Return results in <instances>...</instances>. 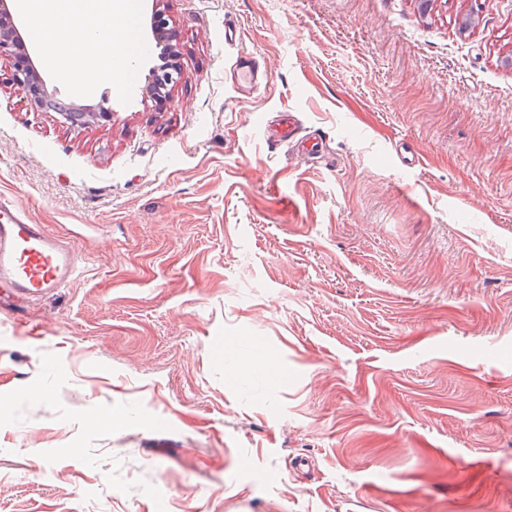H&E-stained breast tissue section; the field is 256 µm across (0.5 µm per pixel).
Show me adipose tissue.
<instances>
[{"label": "adipose tissue", "mask_w": 512, "mask_h": 512, "mask_svg": "<svg viewBox=\"0 0 512 512\" xmlns=\"http://www.w3.org/2000/svg\"><path fill=\"white\" fill-rule=\"evenodd\" d=\"M35 23V41L49 48L60 71L84 87L113 80V58L126 50L134 0H17Z\"/></svg>", "instance_id": "obj_1"}]
</instances>
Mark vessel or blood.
<instances>
[{"label": "vessel or blood", "instance_id": "obj_1", "mask_svg": "<svg viewBox=\"0 0 512 512\" xmlns=\"http://www.w3.org/2000/svg\"><path fill=\"white\" fill-rule=\"evenodd\" d=\"M150 43L133 39L129 53L115 57L114 91L131 95L138 86L133 67L135 57L151 53ZM260 132L271 144L289 143L311 157L316 143L299 138L297 126L281 119L262 118ZM74 251L33 223L26 212L11 201L0 199V303L14 304L45 297L66 286L78 274Z\"/></svg>", "mask_w": 512, "mask_h": 512}]
</instances>
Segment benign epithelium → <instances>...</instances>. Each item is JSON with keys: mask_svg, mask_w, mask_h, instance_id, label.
I'll return each mask as SVG.
<instances>
[{"mask_svg": "<svg viewBox=\"0 0 512 512\" xmlns=\"http://www.w3.org/2000/svg\"><path fill=\"white\" fill-rule=\"evenodd\" d=\"M11 2L13 0H0V55L4 53L12 58V69L8 77L11 85L32 104L42 107L48 104L52 93L14 22L10 9ZM149 25L154 40L162 48L161 58L165 60V65L149 71L142 90L144 97L162 107L168 101V88L181 83L186 76L180 66L171 63V58L176 56V50L171 44L168 15L161 9L154 10ZM56 112L63 124L73 128L112 121V113L102 108L97 111L86 108L76 102L58 106Z\"/></svg>", "mask_w": 512, "mask_h": 512, "instance_id": "7a95c632", "label": "benign epithelium"}]
</instances>
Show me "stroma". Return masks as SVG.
I'll return each mask as SVG.
<instances>
[{"label": "stroma", "mask_w": 512, "mask_h": 512, "mask_svg": "<svg viewBox=\"0 0 512 512\" xmlns=\"http://www.w3.org/2000/svg\"><path fill=\"white\" fill-rule=\"evenodd\" d=\"M157 5L161 110L0 57V198L81 268L0 308V512H512V0ZM149 25L154 40L163 48L161 58L166 61L164 66L149 70L142 90L145 99H152L155 106L163 107L168 101V87L181 83L186 76L179 65L170 63L177 51L170 43L172 36L168 15L161 9H155L150 16ZM62 105L63 107L57 106L55 108L62 120L61 123L73 128L112 121V112H107V109L104 110L103 107L96 111L95 109L86 108L84 105L76 102ZM260 132L267 142L272 145L279 143H294V147L298 152L310 158L320 153L318 143L310 142L309 140H302L298 137L297 125L288 119V123L282 119H269L263 115L260 124Z\"/></svg>", "instance_id": "stroma-1"}]
</instances>
